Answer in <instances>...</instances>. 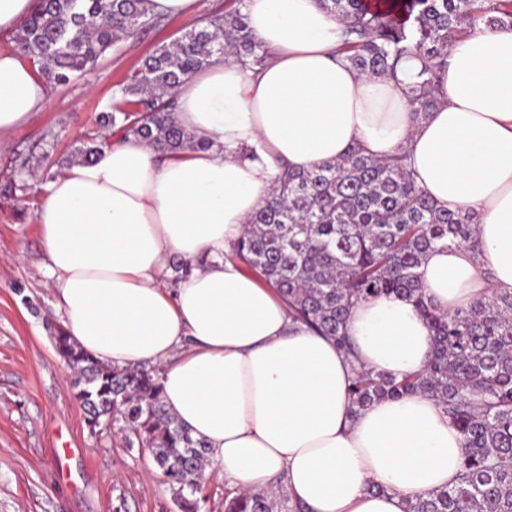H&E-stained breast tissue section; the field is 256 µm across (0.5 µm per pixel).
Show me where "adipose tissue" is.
Here are the masks:
<instances>
[{"label":"adipose tissue","mask_w":512,"mask_h":512,"mask_svg":"<svg viewBox=\"0 0 512 512\" xmlns=\"http://www.w3.org/2000/svg\"><path fill=\"white\" fill-rule=\"evenodd\" d=\"M263 65L228 55L175 91L178 124L210 142L161 157L105 131L99 159L46 187L36 213L45 265L71 340L96 359L161 369L166 408L208 448L228 488L283 479L309 512H404L453 485L463 441L433 397L351 413L356 369L421 372L432 332L413 300L355 303V356L294 323L274 291L228 258L275 185L278 163L307 170L352 148L401 153L433 204L474 213L477 249H435L425 298L452 313L512 293V28H478L448 49L436 107L415 119L406 86L359 73L339 52L344 24L318 0H246ZM47 85L0 53V140L44 109ZM191 273L168 287L172 259Z\"/></svg>","instance_id":"1"}]
</instances>
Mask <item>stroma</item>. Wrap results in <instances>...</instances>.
<instances>
[{"mask_svg":"<svg viewBox=\"0 0 512 512\" xmlns=\"http://www.w3.org/2000/svg\"><path fill=\"white\" fill-rule=\"evenodd\" d=\"M225 7L196 0L192 13L122 41L92 69L50 88L44 110L0 148V512H177L148 449L88 432L71 370L52 345L63 318L36 212L41 185L75 162L123 75Z\"/></svg>","mask_w":512,"mask_h":512,"instance_id":"1","label":"stroma"}]
</instances>
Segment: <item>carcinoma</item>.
<instances>
[{"mask_svg": "<svg viewBox=\"0 0 512 512\" xmlns=\"http://www.w3.org/2000/svg\"><path fill=\"white\" fill-rule=\"evenodd\" d=\"M146 0H42L20 29L16 54L40 66L48 85H65L97 65L110 49L164 17ZM320 0L346 26L342 51L362 74L397 78L407 57L419 61L409 85L414 115L436 106L432 93L448 65V48L479 25L512 26V0ZM226 53L260 64L265 55L244 13V0L157 46L115 85L107 124H120L162 152L205 150L174 120L172 92ZM103 143L85 133L79 158L99 156ZM470 212L437 209L416 186L403 154L384 160L356 148L341 161L284 171L234 247L243 268L274 288L291 317L352 353L346 323L354 302L396 293L418 304L433 333L420 373L398 380L355 371L351 412L385 398L422 392L445 406L463 437L458 482L406 501L405 512H512V294L452 314L425 300L417 269L434 247L476 249ZM52 343L75 370L73 396L92 434L114 427L127 448H146L172 490L178 512H200L204 442L165 407L160 369L108 366L72 342L63 328ZM224 512H304L284 487L224 496Z\"/></svg>", "mask_w": 512, "mask_h": 512, "instance_id": "obj_1", "label": "carcinoma"}]
</instances>
